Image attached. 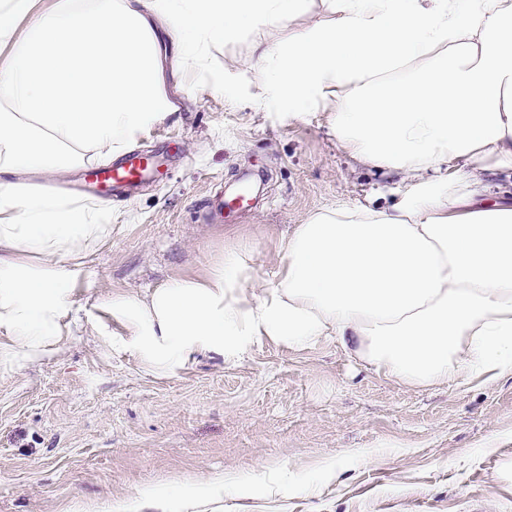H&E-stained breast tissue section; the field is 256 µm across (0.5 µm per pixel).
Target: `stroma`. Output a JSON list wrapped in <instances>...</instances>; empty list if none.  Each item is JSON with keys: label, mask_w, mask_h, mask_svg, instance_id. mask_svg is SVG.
I'll return each mask as SVG.
<instances>
[{"label": "stroma", "mask_w": 512, "mask_h": 512, "mask_svg": "<svg viewBox=\"0 0 512 512\" xmlns=\"http://www.w3.org/2000/svg\"><path fill=\"white\" fill-rule=\"evenodd\" d=\"M320 0L278 30L211 50L219 93H187L167 72L174 112L136 138L167 176L112 202V237L83 261L80 324L53 357L0 369V512H83L213 471L278 466L287 493L258 479L206 512H512V379L432 388L396 384L336 343L293 352L265 343L236 364L200 358L170 376L113 349L103 309L205 275L248 246L254 287L276 278L281 244L316 211L389 207L408 181L361 166L329 130L330 112L294 117L265 94L251 43L325 24ZM249 211L212 221L207 206L242 179Z\"/></svg>", "instance_id": "1"}]
</instances>
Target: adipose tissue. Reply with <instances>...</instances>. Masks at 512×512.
<instances>
[{
	"instance_id": "obj_1",
	"label": "adipose tissue",
	"mask_w": 512,
	"mask_h": 512,
	"mask_svg": "<svg viewBox=\"0 0 512 512\" xmlns=\"http://www.w3.org/2000/svg\"><path fill=\"white\" fill-rule=\"evenodd\" d=\"M312 0H0V363L56 354L79 261L112 237L109 204L34 188L32 175L112 162L170 114L171 66L208 70L213 45L277 29ZM328 25L256 39L267 93L298 116L332 108L331 130L359 163L418 182L389 209H327L296 225L276 281L254 290V254H225L105 307L156 373L206 355L241 360L270 342L325 341L386 380L427 388L512 377V0H321ZM452 163L453 177L421 180ZM230 480L140 503L205 512Z\"/></svg>"
}]
</instances>
